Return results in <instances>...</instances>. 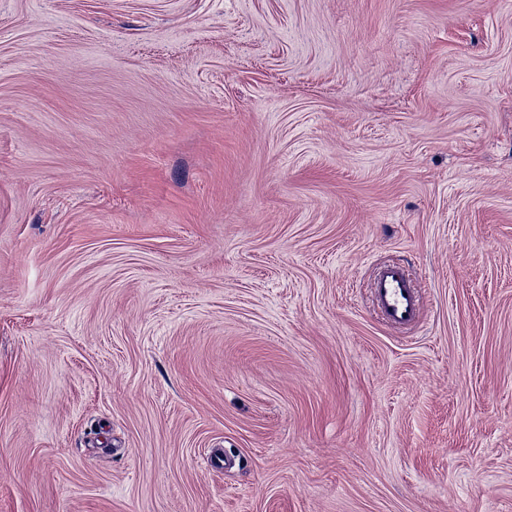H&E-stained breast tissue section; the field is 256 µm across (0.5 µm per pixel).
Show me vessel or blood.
<instances>
[{"instance_id":"vessel-or-blood-1","label":"vessel or blood","mask_w":512,"mask_h":512,"mask_svg":"<svg viewBox=\"0 0 512 512\" xmlns=\"http://www.w3.org/2000/svg\"><path fill=\"white\" fill-rule=\"evenodd\" d=\"M373 300L393 326H413L419 316V291L405 271L396 265L379 269L374 279Z\"/></svg>"}]
</instances>
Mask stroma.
Masks as SVG:
<instances>
[{
    "instance_id": "obj_1",
    "label": "stroma",
    "mask_w": 512,
    "mask_h": 512,
    "mask_svg": "<svg viewBox=\"0 0 512 512\" xmlns=\"http://www.w3.org/2000/svg\"><path fill=\"white\" fill-rule=\"evenodd\" d=\"M0 512H512V0H0ZM417 286L398 265H384L374 279L373 300L383 317L393 326H413L419 316Z\"/></svg>"
}]
</instances>
